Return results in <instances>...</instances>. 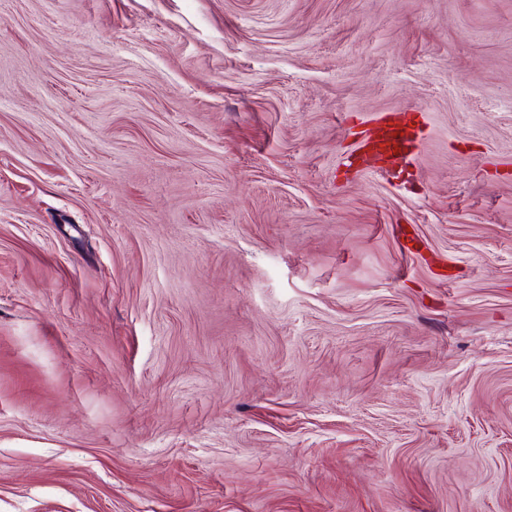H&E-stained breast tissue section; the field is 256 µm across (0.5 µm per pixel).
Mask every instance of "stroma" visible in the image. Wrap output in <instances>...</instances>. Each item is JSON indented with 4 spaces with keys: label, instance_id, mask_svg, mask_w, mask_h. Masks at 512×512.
<instances>
[{
    "label": "stroma",
    "instance_id": "obj_1",
    "mask_svg": "<svg viewBox=\"0 0 512 512\" xmlns=\"http://www.w3.org/2000/svg\"><path fill=\"white\" fill-rule=\"evenodd\" d=\"M0 512H512V0H0ZM418 135L407 123L392 118H381L365 131L361 149H369L377 156L400 154L404 158L418 148Z\"/></svg>",
    "mask_w": 512,
    "mask_h": 512
}]
</instances>
